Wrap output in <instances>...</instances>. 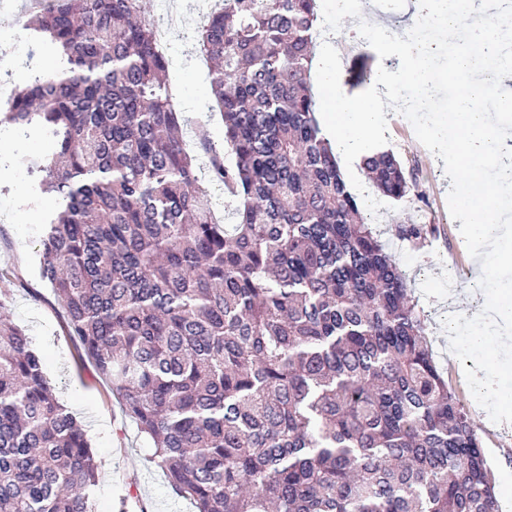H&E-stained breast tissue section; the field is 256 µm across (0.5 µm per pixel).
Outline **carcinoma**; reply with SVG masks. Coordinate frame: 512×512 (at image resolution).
Listing matches in <instances>:
<instances>
[{
    "mask_svg": "<svg viewBox=\"0 0 512 512\" xmlns=\"http://www.w3.org/2000/svg\"><path fill=\"white\" fill-rule=\"evenodd\" d=\"M317 0H221L198 30L228 165L198 154L142 0H36L22 28L65 67L4 122L52 158L42 275L154 463L195 512H500L477 426L316 116ZM236 201L217 223L196 174ZM376 188L417 177L362 158ZM100 464L0 298V512H93Z\"/></svg>",
    "mask_w": 512,
    "mask_h": 512,
    "instance_id": "1",
    "label": "carcinoma"
}]
</instances>
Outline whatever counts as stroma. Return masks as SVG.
<instances>
[{
  "label": "stroma",
  "instance_id": "obj_1",
  "mask_svg": "<svg viewBox=\"0 0 512 512\" xmlns=\"http://www.w3.org/2000/svg\"><path fill=\"white\" fill-rule=\"evenodd\" d=\"M211 2H144L151 15L171 12L180 19L164 48L169 59L168 80L178 91L177 105L190 120L185 130L190 145L200 124L206 125L216 145L224 143V122L211 92V74L195 41ZM25 7V0H0V62L6 66L0 71L3 83L47 69L48 55L32 52L16 22ZM400 8L401 0H373L364 12L359 35L338 39L343 62L340 84L345 95L362 97L374 91L373 76L388 63L379 54L374 29L397 20ZM417 113L412 104L389 113L376 138L386 142L405 166L418 169L422 198L393 202L380 195L362 171L348 187L405 274L411 295L426 317L435 360L449 388L475 420L501 506L504 512H512V361L497 362L491 345L481 350L464 341L454 348L448 345L453 325L480 311L484 297L497 293L498 288L494 278H474L472 247L452 204L448 159L420 136ZM52 150L49 139L37 130L23 131L0 123V294L7 295L14 323L43 357L48 382L83 424L101 464L95 512H194L191 501L176 494L163 470L153 463L150 441L122 410L110 384L68 336L65 311L41 276L42 216L54 202L50 194L34 189L24 160L51 155ZM404 224H430L434 232L422 240H406L398 234ZM488 366L494 367L497 381V393L490 402L474 381Z\"/></svg>",
  "mask_w": 512,
  "mask_h": 512
}]
</instances>
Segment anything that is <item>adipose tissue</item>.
I'll list each match as a JSON object with an SVG mask.
<instances>
[{
    "instance_id": "adipose-tissue-1",
    "label": "adipose tissue",
    "mask_w": 512,
    "mask_h": 512,
    "mask_svg": "<svg viewBox=\"0 0 512 512\" xmlns=\"http://www.w3.org/2000/svg\"><path fill=\"white\" fill-rule=\"evenodd\" d=\"M412 7L422 20L405 37L387 27L379 30L381 54L400 50L405 57L401 73H378V94L352 100L339 93L341 61L332 42L316 58L314 78L325 103L329 135L337 156L351 161L364 152L366 132L381 127L387 108L426 103L442 83L454 88L444 132L427 127L423 133L451 159L449 173L466 236L476 253L478 275L493 273L503 287L512 288V255L498 256L493 264L488 261L501 239H512V126L482 102L486 84L500 75L499 70L488 69L487 62L501 57L503 48L489 35L487 16L475 0H414ZM465 21L473 30L471 50L455 55L443 81H435L436 42L455 36ZM482 313L485 332L472 336V343L480 347L486 337L497 336L501 349L512 353V311L491 298L485 300Z\"/></svg>"
}]
</instances>
